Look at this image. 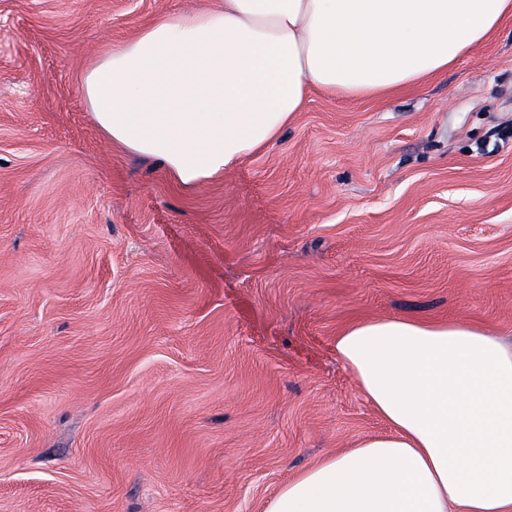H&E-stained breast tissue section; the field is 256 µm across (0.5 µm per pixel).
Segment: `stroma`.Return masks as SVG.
<instances>
[{"label": "stroma", "instance_id": "35a3bbf8", "mask_svg": "<svg viewBox=\"0 0 512 512\" xmlns=\"http://www.w3.org/2000/svg\"><path fill=\"white\" fill-rule=\"evenodd\" d=\"M211 0H0V512H264L386 431L355 321L512 339V22L420 85L314 88L224 177L112 144L80 83Z\"/></svg>", "mask_w": 512, "mask_h": 512}]
</instances>
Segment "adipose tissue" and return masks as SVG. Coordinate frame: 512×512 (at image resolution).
<instances>
[{
    "mask_svg": "<svg viewBox=\"0 0 512 512\" xmlns=\"http://www.w3.org/2000/svg\"><path fill=\"white\" fill-rule=\"evenodd\" d=\"M512 0H219L158 17L84 75L99 127L196 187L275 141L318 88L358 98L446 71ZM336 356L387 422L265 512H512V342L461 322L366 319Z\"/></svg>",
    "mask_w": 512,
    "mask_h": 512,
    "instance_id": "ef3b65f1",
    "label": "adipose tissue"
}]
</instances>
